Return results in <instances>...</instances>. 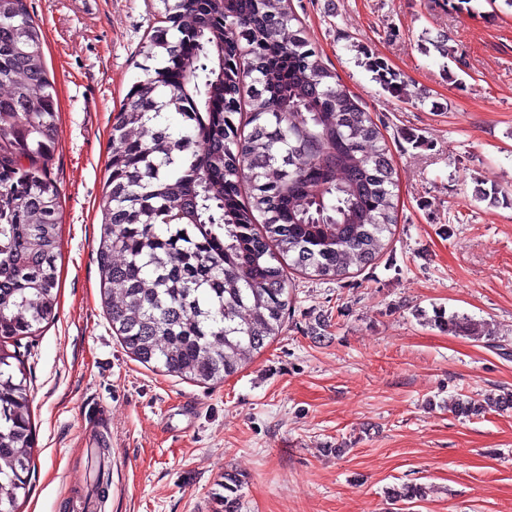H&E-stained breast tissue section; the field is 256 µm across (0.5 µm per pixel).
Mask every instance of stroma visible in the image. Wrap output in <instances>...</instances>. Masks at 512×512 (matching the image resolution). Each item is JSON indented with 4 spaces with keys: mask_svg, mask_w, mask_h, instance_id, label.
Segmentation results:
<instances>
[{
    "mask_svg": "<svg viewBox=\"0 0 512 512\" xmlns=\"http://www.w3.org/2000/svg\"><path fill=\"white\" fill-rule=\"evenodd\" d=\"M42 28L62 209L57 316L24 359L36 428L19 512H512V10L472 0H292L304 35L388 140L398 224L339 282L288 273L283 329L239 371L199 384L124 351L96 250L112 117L145 78L153 0H27ZM446 43L448 55L438 45ZM398 72L392 96L360 63ZM468 316L488 337L434 324ZM109 455H101V448ZM423 485L422 500L388 499ZM364 60L360 63L367 71L372 73V79L378 83L384 90L392 92L396 97H408L404 92L406 90V82L401 78L400 74L392 71L388 65L378 56L364 51ZM220 486L224 489V495L216 494V500L220 503V507H222V510L217 512H238L239 498L237 492L239 485L237 477L229 473L225 474L224 483L220 484Z\"/></svg>",
    "mask_w": 512,
    "mask_h": 512,
    "instance_id": "stroma-1",
    "label": "stroma"
}]
</instances>
